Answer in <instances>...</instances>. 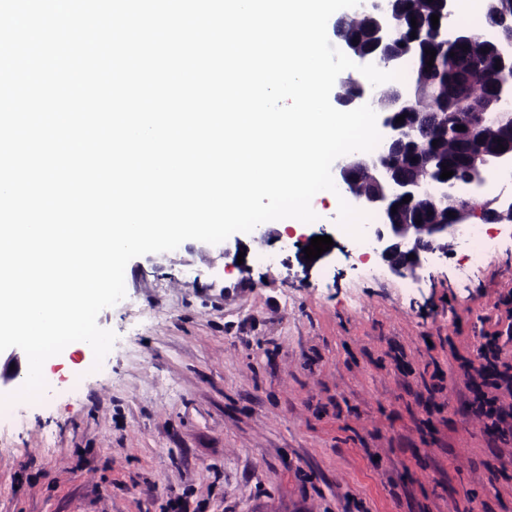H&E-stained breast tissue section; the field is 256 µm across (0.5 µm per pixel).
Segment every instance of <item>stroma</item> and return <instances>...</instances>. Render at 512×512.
I'll list each match as a JSON object with an SVG mask.
<instances>
[{
    "mask_svg": "<svg viewBox=\"0 0 512 512\" xmlns=\"http://www.w3.org/2000/svg\"><path fill=\"white\" fill-rule=\"evenodd\" d=\"M311 206L262 239L129 261L97 318L116 335L103 362L72 343L40 399L0 412V512H512V462L450 356L507 327L512 229L487 225L481 267L457 241L400 277L351 256L338 202ZM322 234L307 259L297 238Z\"/></svg>",
    "mask_w": 512,
    "mask_h": 512,
    "instance_id": "obj_1",
    "label": "stroma"
}]
</instances>
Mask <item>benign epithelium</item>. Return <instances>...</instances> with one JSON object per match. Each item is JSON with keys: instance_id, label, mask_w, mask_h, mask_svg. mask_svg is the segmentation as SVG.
Instances as JSON below:
<instances>
[{"instance_id": "obj_1", "label": "benign epithelium", "mask_w": 512, "mask_h": 512, "mask_svg": "<svg viewBox=\"0 0 512 512\" xmlns=\"http://www.w3.org/2000/svg\"><path fill=\"white\" fill-rule=\"evenodd\" d=\"M386 0H370L373 11L371 39L381 51L371 56L351 46L345 52L365 64L376 65L389 54L401 18L386 10ZM467 41H488L494 56L500 60L499 78L495 85L512 81V37L503 40L483 30L465 37ZM422 86L411 83L400 87L389 101L388 111L378 113L380 151L366 155H347L336 163V182L354 184L364 179L371 184L366 193H353L350 199L372 211L375 251L400 276H415L436 255L448 254V246L456 239L461 225L478 215L489 224L512 228V192H499L485 207L476 210L472 200L486 195V172L496 171L512 176V111L499 112L501 99L489 97L494 112H474L459 133L462 146L456 162L463 171L459 178L442 179L433 166V156L421 151L422 131L419 115L413 111L415 97ZM404 117L398 123L396 118ZM505 150H500V147ZM410 154L415 161L404 167L394 159ZM410 196L407 203L402 202ZM454 212L450 217L448 212Z\"/></svg>"}]
</instances>
